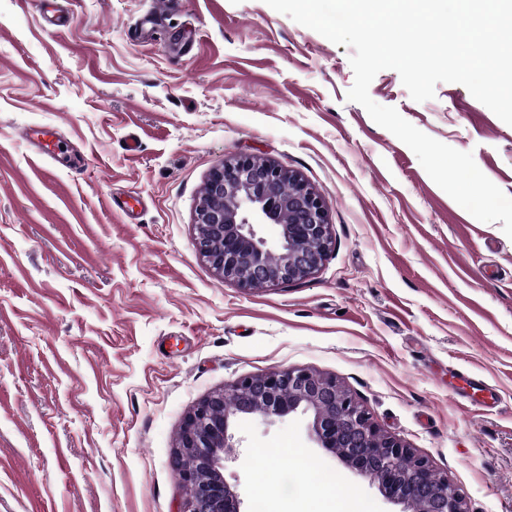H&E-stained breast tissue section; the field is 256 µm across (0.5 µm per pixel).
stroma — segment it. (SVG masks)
<instances>
[{
  "label": "stroma",
  "mask_w": 512,
  "mask_h": 512,
  "mask_svg": "<svg viewBox=\"0 0 512 512\" xmlns=\"http://www.w3.org/2000/svg\"><path fill=\"white\" fill-rule=\"evenodd\" d=\"M155 8L68 0L53 28L38 0H0V512H182L187 413L287 368L336 379L470 512H512V239L348 101L350 48L265 0ZM369 94L512 197V126L466 87L418 103L386 69ZM42 126L56 157L31 144ZM244 155L324 199L333 246L310 278L248 290L199 258L204 183ZM312 420L233 426L241 512L302 510L318 486L350 512H403Z\"/></svg>",
  "instance_id": "1"
}]
</instances>
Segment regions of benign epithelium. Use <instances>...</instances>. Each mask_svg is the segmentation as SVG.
<instances>
[{"mask_svg": "<svg viewBox=\"0 0 512 512\" xmlns=\"http://www.w3.org/2000/svg\"><path fill=\"white\" fill-rule=\"evenodd\" d=\"M276 224L271 243L256 226ZM200 256L223 279L243 288L300 281L320 267L332 245L323 198L298 173L256 156L214 168L196 207ZM313 412L310 436L346 465L371 476L390 502L418 512H469L448 477L401 440L381 431L335 379L305 368L247 376L202 399L187 415L174 457L185 490L183 512H240L224 482L230 427L246 416Z\"/></svg>", "mask_w": 512, "mask_h": 512, "instance_id": "obj_1", "label": "benign epithelium"}]
</instances>
